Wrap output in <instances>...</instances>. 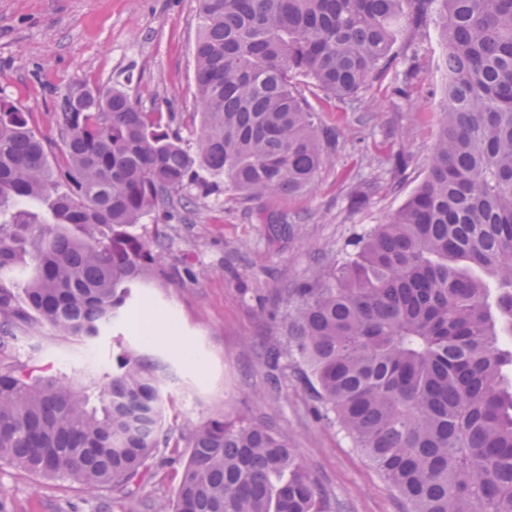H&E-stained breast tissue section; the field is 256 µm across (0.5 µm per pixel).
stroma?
Wrapping results in <instances>:
<instances>
[{
    "label": "stroma",
    "instance_id": "obj_1",
    "mask_svg": "<svg viewBox=\"0 0 512 512\" xmlns=\"http://www.w3.org/2000/svg\"><path fill=\"white\" fill-rule=\"evenodd\" d=\"M198 0H0V99L28 112L30 124L66 156L54 121L75 84L122 83L146 112H172L184 143L199 118L193 50ZM395 63L369 80L362 112L299 79L298 89L322 128L338 133L336 162L302 195L247 199L228 188L187 206L145 216L139 230L169 239L163 256L171 287L140 289L132 316L83 343L51 332L19 338L11 360L36 372L58 370L80 380L85 366L105 369L112 342L122 340L168 367L163 387L166 426L185 427L221 411L270 421L339 512H403V505L362 454L319 420L293 362L278 390L265 378L269 342L284 341L287 292L317 273L326 256L396 213L426 175L445 99L446 46L435 20L404 26L392 48ZM409 160L396 169L397 157ZM157 327L177 318L178 344L146 342L148 315ZM181 463L153 467L132 491L137 499H174ZM0 512H122L106 490L44 479L0 462Z\"/></svg>",
    "mask_w": 512,
    "mask_h": 512
}]
</instances>
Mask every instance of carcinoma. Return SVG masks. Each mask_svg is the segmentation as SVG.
<instances>
[{
  "instance_id": "1",
  "label": "carcinoma",
  "mask_w": 512,
  "mask_h": 512,
  "mask_svg": "<svg viewBox=\"0 0 512 512\" xmlns=\"http://www.w3.org/2000/svg\"><path fill=\"white\" fill-rule=\"evenodd\" d=\"M437 15L446 96L425 179L384 223L299 288L270 378L292 360L319 419L339 428L406 512H512V0H199L192 145L175 114L116 86L69 89L55 113L66 165L0 103V352L22 334L95 337L132 290L171 285L167 239L137 231L180 193L310 190L336 136L297 91L357 100L391 64L402 2ZM76 384L0 360V461L52 479L130 486L184 448L156 512H327L273 425L214 414L162 423L163 367L118 345Z\"/></svg>"
}]
</instances>
